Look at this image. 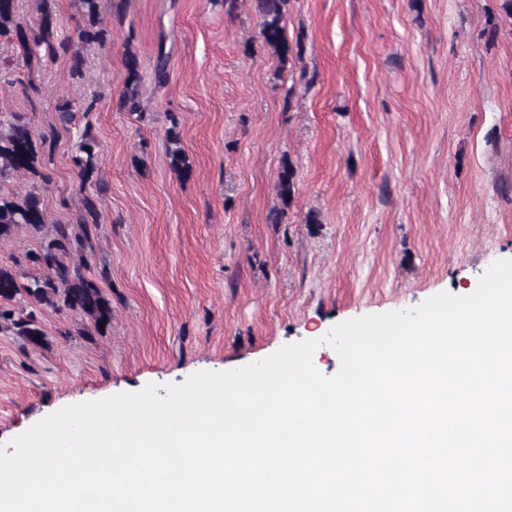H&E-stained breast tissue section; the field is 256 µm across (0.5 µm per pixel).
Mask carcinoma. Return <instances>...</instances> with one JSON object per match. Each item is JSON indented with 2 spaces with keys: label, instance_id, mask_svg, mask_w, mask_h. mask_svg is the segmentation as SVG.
Instances as JSON below:
<instances>
[{
  "label": "carcinoma",
  "instance_id": "obj_1",
  "mask_svg": "<svg viewBox=\"0 0 512 512\" xmlns=\"http://www.w3.org/2000/svg\"><path fill=\"white\" fill-rule=\"evenodd\" d=\"M261 48L270 52L284 66L293 55V47L283 26L288 0H255ZM82 22L73 37H61L54 10V0H36L29 16L20 13V0H0V40L14 44L29 68L40 67L60 55L70 56L69 75L82 79L81 47L106 42V29L100 18V0H75ZM128 81L119 99V108L137 111L139 63L133 55L127 59ZM96 97L76 105L69 100L58 103L56 111L64 124L73 122L79 112L94 109ZM97 139L90 126H85L70 161L81 185L90 182L97 170ZM54 138L38 133L26 116L0 111V185L20 175L44 178L41 166L52 159ZM294 170L284 164L277 184L278 197L288 204L294 192ZM100 225L98 197L85 194L74 224L48 225V214L40 196L28 192L20 198L0 190V241L12 238L25 229L38 240V248L27 254L28 262L37 270L30 279L14 268L0 264V332L23 338L26 344L42 347L46 333L35 311L17 312L16 304L28 302L57 312L69 311L86 319L98 333L112 324V300L88 277L85 256ZM105 326H100V323Z\"/></svg>",
  "mask_w": 512,
  "mask_h": 512
}]
</instances>
